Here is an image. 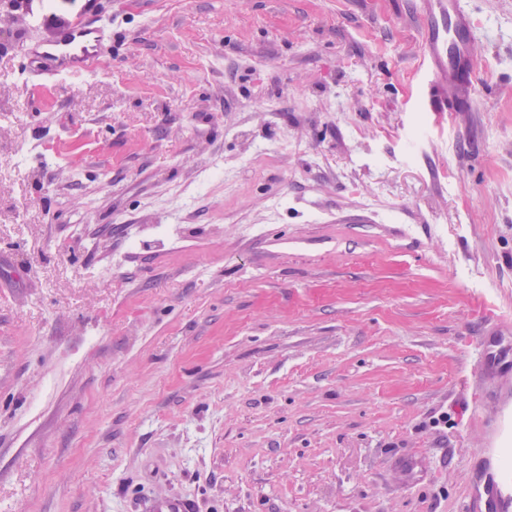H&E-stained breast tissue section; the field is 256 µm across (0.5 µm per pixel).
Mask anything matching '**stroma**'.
<instances>
[{"label": "stroma", "instance_id": "1", "mask_svg": "<svg viewBox=\"0 0 512 512\" xmlns=\"http://www.w3.org/2000/svg\"><path fill=\"white\" fill-rule=\"evenodd\" d=\"M466 6L441 117L423 0H18L0 512H464L512 413V0ZM79 20L111 58L28 81ZM421 21L423 66L429 112H471L477 60L475 30L465 0H425ZM140 512H193L191 502L182 498L157 497L140 504Z\"/></svg>", "mask_w": 512, "mask_h": 512}]
</instances>
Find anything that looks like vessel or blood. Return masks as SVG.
<instances>
[{"label":"vessel or blood","mask_w":512,"mask_h":512,"mask_svg":"<svg viewBox=\"0 0 512 512\" xmlns=\"http://www.w3.org/2000/svg\"><path fill=\"white\" fill-rule=\"evenodd\" d=\"M421 21L423 66L427 91L423 101L432 112L472 111V86L477 60L471 34L475 29L465 0H424ZM105 29L81 21L51 42L32 48L30 73L42 76V64L53 75L81 76L99 64L105 48ZM139 512H194L189 500L157 497L143 501ZM465 512H512V475L491 471L474 484Z\"/></svg>","instance_id":"obj_1"}]
</instances>
